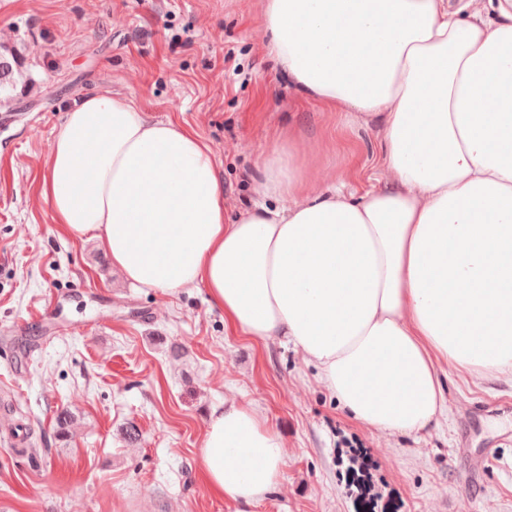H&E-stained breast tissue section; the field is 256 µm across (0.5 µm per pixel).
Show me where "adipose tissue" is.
<instances>
[{"label":"adipose tissue","mask_w":512,"mask_h":512,"mask_svg":"<svg viewBox=\"0 0 512 512\" xmlns=\"http://www.w3.org/2000/svg\"><path fill=\"white\" fill-rule=\"evenodd\" d=\"M261 17L303 98L379 126L386 181L359 194L277 147L230 216L208 143L103 91L67 111L41 195L134 286H204L239 334L291 341L355 422L439 427L444 368L512 372V0H261ZM284 456L255 407L212 411L203 475L241 512Z\"/></svg>","instance_id":"obj_1"}]
</instances>
